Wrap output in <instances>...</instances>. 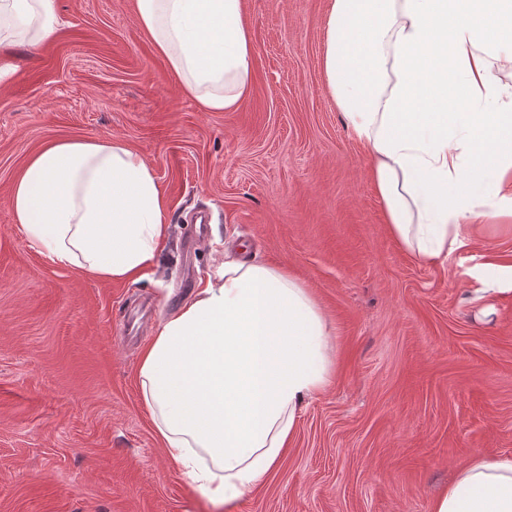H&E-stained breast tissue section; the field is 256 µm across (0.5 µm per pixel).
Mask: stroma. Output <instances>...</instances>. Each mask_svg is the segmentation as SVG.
Instances as JSON below:
<instances>
[{"instance_id":"35a3bbf8","label":"stroma","mask_w":512,"mask_h":512,"mask_svg":"<svg viewBox=\"0 0 512 512\" xmlns=\"http://www.w3.org/2000/svg\"><path fill=\"white\" fill-rule=\"evenodd\" d=\"M328 0H243L253 91L185 97L136 0H58L55 36L0 76V512H429L472 454L512 456V223L425 265L391 237L371 158L321 67ZM117 139L156 172L168 230L154 275L86 277L27 242L10 206L29 158ZM205 246L183 254L196 211ZM282 268L335 328L336 375L277 469L217 507L165 455L137 374L160 321L225 255Z\"/></svg>"}]
</instances>
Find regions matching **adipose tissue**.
<instances>
[{
  "label": "adipose tissue",
  "instance_id": "ef3b65f1",
  "mask_svg": "<svg viewBox=\"0 0 512 512\" xmlns=\"http://www.w3.org/2000/svg\"><path fill=\"white\" fill-rule=\"evenodd\" d=\"M137 19L207 112L252 88L242 0H136ZM56 0H0V26L37 49ZM321 66L357 142L390 235L424 264L472 243L474 224L512 222V0H329ZM25 237L100 279L154 269L167 208L152 165L119 140L63 138L11 190ZM333 328L285 270L226 258L162 320L144 349L140 398L166 455L210 501L261 487L298 412L333 377ZM429 512H512V457L475 454Z\"/></svg>",
  "mask_w": 512,
  "mask_h": 512
}]
</instances>
